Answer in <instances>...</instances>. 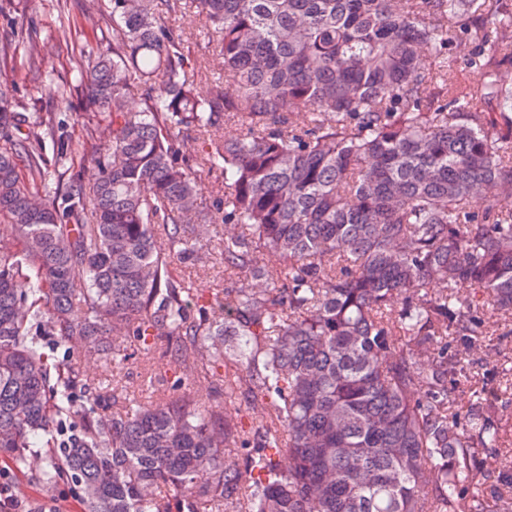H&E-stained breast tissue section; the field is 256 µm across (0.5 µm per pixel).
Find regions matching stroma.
Listing matches in <instances>:
<instances>
[{"label": "stroma", "mask_w": 512, "mask_h": 512, "mask_svg": "<svg viewBox=\"0 0 512 512\" xmlns=\"http://www.w3.org/2000/svg\"><path fill=\"white\" fill-rule=\"evenodd\" d=\"M166 26L183 35L184 46L196 69L203 72L199 88H206L209 77L215 76L216 68L210 62L208 35L195 22L192 10L166 15ZM37 41L40 46L41 78L35 79L20 67L0 64V85L16 90L17 100L24 101L30 96L42 97L48 111L56 113L63 124L66 135L73 143H80L85 118L81 113L65 107L54 98L55 86L72 82L74 72L72 59L79 53L94 54L112 42V23L103 21L100 29L93 33H78L74 25L59 20L56 0H21L18 10L0 12V41L17 45ZM223 225H210L208 233L198 244L199 258L194 262L179 264L182 278L191 281L198 293L211 296L232 286V279L224 275V266L215 256L222 245ZM84 375L91 386L107 388L116 401L134 398L147 403L169 394L173 383H180L182 390L193 393L206 401L219 398V380L212 376L178 377L174 369L162 365L157 349H141L127 362L119 366L96 361L82 364ZM20 474L8 467H0V484L9 485L17 492L27 512L42 508L43 512H76L77 505L67 488L58 486L50 491L21 488Z\"/></svg>", "instance_id": "stroma-1"}]
</instances>
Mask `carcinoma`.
I'll list each match as a JSON object with an SVG mask.
<instances>
[{
	"instance_id": "cac0c4a2",
	"label": "carcinoma",
	"mask_w": 512,
	"mask_h": 512,
	"mask_svg": "<svg viewBox=\"0 0 512 512\" xmlns=\"http://www.w3.org/2000/svg\"><path fill=\"white\" fill-rule=\"evenodd\" d=\"M194 2L222 71L204 97L162 21L180 0H112V47L75 58L61 101L112 126L85 124L90 189L42 98L0 85V463L40 440L35 480L84 512H512V405L485 393L512 358L478 357L488 316L512 337V0ZM8 61L38 72L36 42ZM185 132L224 171L210 208ZM219 223L236 286L204 299L174 262ZM46 336L115 365L160 341L263 424L184 391L111 409Z\"/></svg>"
}]
</instances>
